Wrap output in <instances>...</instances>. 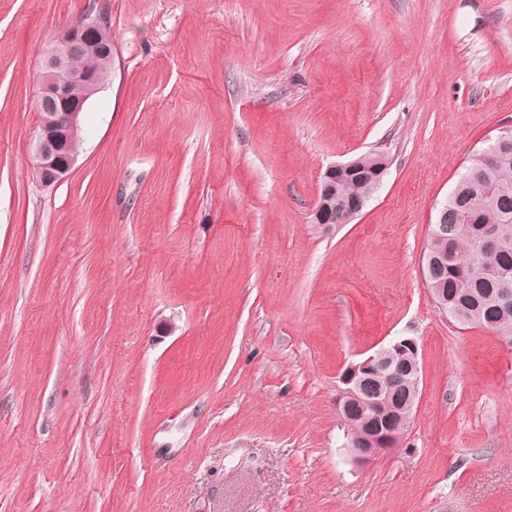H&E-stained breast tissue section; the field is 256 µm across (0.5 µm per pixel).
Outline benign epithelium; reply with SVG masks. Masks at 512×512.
Instances as JSON below:
<instances>
[{
    "instance_id": "7a95c632",
    "label": "benign epithelium",
    "mask_w": 512,
    "mask_h": 512,
    "mask_svg": "<svg viewBox=\"0 0 512 512\" xmlns=\"http://www.w3.org/2000/svg\"><path fill=\"white\" fill-rule=\"evenodd\" d=\"M98 29L96 19L85 16L80 23L67 29L57 44L44 55L42 73L37 91L38 132L34 143L33 173L38 182L48 188L59 183L74 167L78 153L73 144L81 131V116L87 101L105 88L114 66L112 48L93 39ZM78 52L103 55L105 74H87L73 67ZM80 85L83 94H72ZM361 159L329 166L323 174L319 197L313 210V223L331 226L337 223L334 214L346 212V221L358 216L367 205L361 201L355 206L345 203L338 193L336 183L344 176L362 174ZM404 356L407 368L420 372L419 345L412 336H399L388 345L358 362L350 363L341 373L343 388L336 399V411L345 409L354 400H360L372 414H378L380 401L368 394L369 380L381 369L391 366L392 355ZM391 426L370 429L353 437L349 448L353 459L360 466H369L380 456L396 450Z\"/></svg>"
}]
</instances>
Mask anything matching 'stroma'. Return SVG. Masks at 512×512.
Masks as SVG:
<instances>
[{
    "mask_svg": "<svg viewBox=\"0 0 512 512\" xmlns=\"http://www.w3.org/2000/svg\"><path fill=\"white\" fill-rule=\"evenodd\" d=\"M115 72L32 174L41 52ZM512 125V0H0V512H512V334L423 284L430 216ZM379 152L363 212L321 176ZM415 337L405 447L354 464L339 377ZM379 164L380 168L369 173L371 180L375 181L373 190L367 195L365 201H361L355 206H347L342 196L338 193L336 183L340 177L364 174V171L360 170L361 157L345 163L330 165L323 174L319 197L313 210V223L323 224L328 227L332 226V224L338 223L337 218L342 211L347 213L346 220L343 223H348L358 216L380 185L382 173L387 168L386 159L382 154ZM334 197H336V218L330 204Z\"/></svg>",
    "mask_w": 512,
    "mask_h": 512,
    "instance_id": "obj_1",
    "label": "stroma"
}]
</instances>
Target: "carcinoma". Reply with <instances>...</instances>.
Segmentation results:
<instances>
[{"label":"carcinoma","instance_id":"1","mask_svg":"<svg viewBox=\"0 0 512 512\" xmlns=\"http://www.w3.org/2000/svg\"><path fill=\"white\" fill-rule=\"evenodd\" d=\"M496 232L491 249L478 246L485 229ZM429 253H444L447 270L433 282L448 289V318L459 326H479L511 333L512 314L498 308L502 295L512 296V158L503 159L496 145L475 154L448 194V237L431 236ZM375 386L389 401L386 417L406 421L394 406L401 396L388 375Z\"/></svg>","mask_w":512,"mask_h":512}]
</instances>
